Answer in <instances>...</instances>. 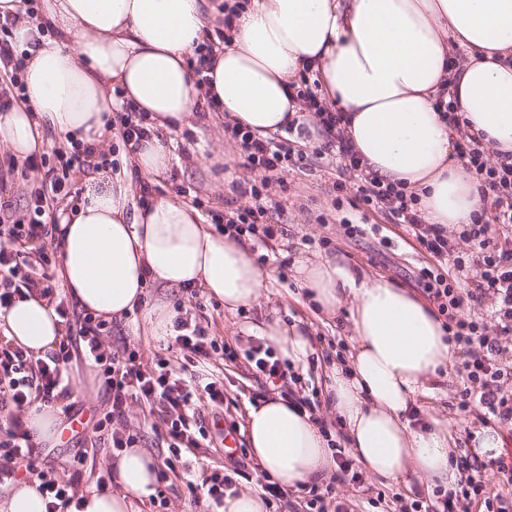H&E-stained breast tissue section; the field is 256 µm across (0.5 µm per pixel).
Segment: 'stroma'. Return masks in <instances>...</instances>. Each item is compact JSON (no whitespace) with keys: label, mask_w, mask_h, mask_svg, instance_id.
<instances>
[{"label":"stroma","mask_w":512,"mask_h":512,"mask_svg":"<svg viewBox=\"0 0 512 512\" xmlns=\"http://www.w3.org/2000/svg\"><path fill=\"white\" fill-rule=\"evenodd\" d=\"M193 126L175 133L178 144L177 158L162 175L151 177L161 195L187 203L199 202V211L215 233H223L225 212L250 205L244 188L260 181V171L247 168L238 142L227 130L223 113L207 111L203 105L193 109ZM299 166L284 172L282 181L272 184L270 194L277 209L270 215L283 233L277 239L266 241L256 236L247 237L255 257L260 258L262 269L272 271L273 277L259 304L235 313L225 311L222 301L209 297L204 289L169 287L152 281L146 287L148 303H160L179 317L207 328L210 335L223 339L237 352L236 360H211L206 365L207 374L224 383L226 402L222 415L224 429L236 438L234 448L224 445L213 448H193L185 458L189 473L227 466L229 457L244 461L243 477L237 478L236 490L260 491L266 475L253 458L245 433V417L249 405L262 399L280 395L285 398H318V414L331 426V438L337 446H345L346 439L335 417L326 404L324 378L326 371L335 364L346 362L351 347V329L347 310H338L335 316L318 314L311 301L294 279L289 259L302 255L315 258L324 254H339L355 267L370 274H381L397 285L408 288L416 295H423L419 283L421 268L436 265L432 257L418 243L404 225L393 223L384 213L363 206H355L353 198L358 178L353 171L338 168L333 160L335 147L310 145ZM17 172L9 180L5 192H0V218L20 215L31 209L43 189V173L25 170L23 160L13 159L5 145L0 144V172L9 167ZM360 225L361 231L348 235L346 225ZM328 239V246H321V239ZM299 324L306 332L312 351L305 366L299 367L301 381L292 385L279 382L270 385L265 377L256 375L247 358L251 346L258 341V329L273 320ZM108 342L113 351L134 348L143 358L166 355V339L147 336L141 311L113 320ZM72 376V397L75 418H62L60 440L46 441L36 466L54 468L60 475H67L76 455H85L86 468L94 472L110 471L116 454L108 441L93 440L89 423L103 406L106 395L100 383H87L89 372L84 360L69 364ZM433 395L419 398V416L435 414L447 418L457 427L460 441H467L470 433L488 422L485 408L472 404L470 412L460 414L458 403L463 380L457 367L431 379ZM127 423L137 429L139 445L147 450L155 462H163L168 455L164 429L157 415L147 406L132 403L127 412ZM188 473L168 474L159 483L165 497L164 506L150 502L139 505L141 512H209L207 504L194 500L186 488ZM363 488L348 484L338 486L337 492L349 512H399L401 506L413 501L432 498V490L419 484L405 485L365 475Z\"/></svg>","instance_id":"stroma-1"}]
</instances>
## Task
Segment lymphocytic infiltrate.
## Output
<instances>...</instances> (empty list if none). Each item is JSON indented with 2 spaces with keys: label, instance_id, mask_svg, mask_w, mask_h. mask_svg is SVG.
I'll list each match as a JSON object with an SVG mask.
<instances>
[{
  "label": "lymphocytic infiltrate",
  "instance_id": "obj_1",
  "mask_svg": "<svg viewBox=\"0 0 512 512\" xmlns=\"http://www.w3.org/2000/svg\"><path fill=\"white\" fill-rule=\"evenodd\" d=\"M14 25V19H0V68L9 72L11 83L10 90L0 92L1 110L24 90L21 74L25 58L17 54L12 43ZM299 95L313 111L327 138L337 142L345 168L356 171L359 182L356 203L388 212L395 223L408 225L418 242L438 259V266L421 269L420 281L429 297L437 302L440 312L448 316L445 325L448 341L458 346L464 355L461 366L469 386L462 391L460 412H468L471 390L476 387L480 390V404L500 424L512 426V397L500 392L498 382L504 370L497 360L501 351L500 337L512 335V162H490L482 143L460 130L457 102L438 100L442 116L459 130L461 156L466 168L476 175L481 189V215L471 229L460 234L465 243L476 248V263L480 268L474 288L463 296L458 294L454 284L466 276V262L462 256H449L448 238L441 228L424 226L415 208L416 196L407 193L401 184L386 183L362 173L358 157L344 141L343 114L331 110L311 89H302ZM231 133L240 142L248 167L262 170L264 176L260 183L249 188L251 206L225 213L224 224L239 236L259 233L265 239H273L278 230L268 222L269 210L274 205L270 186L275 177L288 168L292 157L302 155L303 150L285 138H258L245 127H232ZM54 155L59 165L48 168L45 173L50 196H37L26 215L0 225V314L17 298L34 296L53 302L60 318L69 316L62 297L51 283L49 271L55 266L60 251L44 245L52 234L44 215L51 200L66 197L77 173L106 170L109 162L99 145L84 146L77 140L72 141L70 147L56 148ZM487 297L498 307V335L494 338L486 334L483 324L461 312L464 300L478 302ZM173 329L167 348L182 355L189 364L206 365L218 351L228 359L236 356L233 349L220 347L217 339L198 325L179 318ZM108 330L106 321L85 315L80 337H61L56 349L43 358L33 357L8 343L0 344V414L7 423L4 433L0 434V488L13 483L17 476L15 463L24 461L27 472L38 481L37 489L46 500V512H78L81 499L77 489L85 459L74 458L72 471L65 478L54 469L37 468L34 460L41 446L28 424V416L33 408L50 407L69 397L67 367L72 359L83 358L98 371L108 406L95 429L110 433L113 448H133L139 441L137 432L124 426L125 411L131 403L139 402L157 409L168 441L169 455L164 466L171 472L181 464L183 450L201 447L211 440L203 407L218 410L224 406L222 381L195 385L169 359L160 357L148 363L137 351H112L104 343ZM455 464L461 473L457 489L437 494L424 504L422 512H460L461 501L485 495L480 476L488 467L487 461L464 455L456 458ZM336 466L334 482L307 487L309 512H348L345 505L336 501V487L345 482L361 486L363 474L341 454L336 457ZM241 473L238 466L228 474L215 470L202 474L200 480H188L187 486L193 497H204L209 506L221 512L226 490L232 489L236 476Z\"/></svg>",
  "mask_w": 512,
  "mask_h": 512
}]
</instances>
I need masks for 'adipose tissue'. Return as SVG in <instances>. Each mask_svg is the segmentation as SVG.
Listing matches in <instances>:
<instances>
[{"mask_svg": "<svg viewBox=\"0 0 512 512\" xmlns=\"http://www.w3.org/2000/svg\"><path fill=\"white\" fill-rule=\"evenodd\" d=\"M42 18L55 36L28 19L13 29L27 51L25 96L0 113V143L18 158L38 150L44 129L99 142L105 112L118 107L147 115L154 134L132 159L151 177L169 168L170 135L190 127L200 99L258 137L284 133L293 120L320 144L297 96L305 75L317 79L320 100L347 113L342 128L364 170L405 183L426 223L470 224L481 210L479 182L436 106L442 91L456 87L470 135L512 156V0H252L234 20L231 43L199 75L186 55L211 25L202 0H43ZM454 47L468 52L462 64L450 59ZM115 86L123 91L117 99ZM134 191L118 178L91 186L59 226L60 277L82 309L113 319L143 307L150 335L161 338L173 315L148 304L149 280L202 287L229 312L259 303L271 275L248 245L214 234L179 200L154 198L130 211ZM295 272L322 311L349 308L351 360L332 369L326 390L355 462L390 481L413 476L454 488L447 420L418 428L409 415L429 395V379L456 358L441 318L406 288L336 255L298 259ZM0 330L39 355L62 334L53 306L37 297L15 300ZM261 334L305 363L310 345L298 326L275 320ZM246 427L256 462L285 487L335 465L327 438L290 400L249 406ZM112 471L115 490L85 495L81 512H136L153 494L155 464L145 449L118 452Z\"/></svg>", "mask_w": 512, "mask_h": 512, "instance_id": "1", "label": "adipose tissue"}]
</instances>
